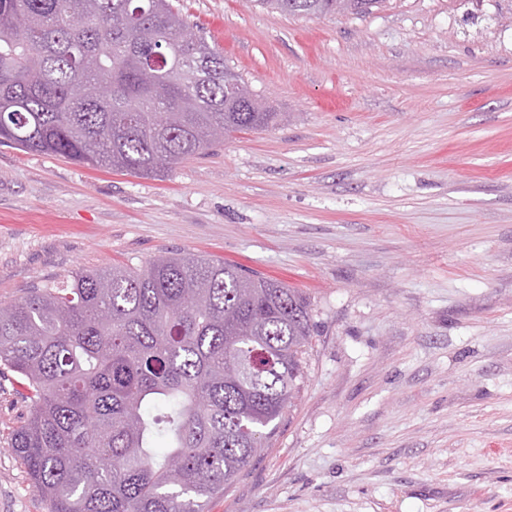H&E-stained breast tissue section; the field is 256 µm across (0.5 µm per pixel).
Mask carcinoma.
<instances>
[{
    "instance_id": "obj_1",
    "label": "carcinoma",
    "mask_w": 512,
    "mask_h": 512,
    "mask_svg": "<svg viewBox=\"0 0 512 512\" xmlns=\"http://www.w3.org/2000/svg\"><path fill=\"white\" fill-rule=\"evenodd\" d=\"M292 16L385 0H253ZM172 0H0V144L155 177L285 116ZM309 297L237 264L160 255L0 305L28 401L9 448L48 512H204L274 436L312 346Z\"/></svg>"
}]
</instances>
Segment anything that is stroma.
Instances as JSON below:
<instances>
[{
	"label": "stroma",
	"mask_w": 512,
	"mask_h": 512,
	"mask_svg": "<svg viewBox=\"0 0 512 512\" xmlns=\"http://www.w3.org/2000/svg\"><path fill=\"white\" fill-rule=\"evenodd\" d=\"M285 115L163 176L0 146V304L178 252L310 299L304 380L205 512H512V0H179ZM0 512H47L8 446ZM256 5L292 16H327L336 13L366 15L385 0H253Z\"/></svg>",
	"instance_id": "stroma-1"
}]
</instances>
